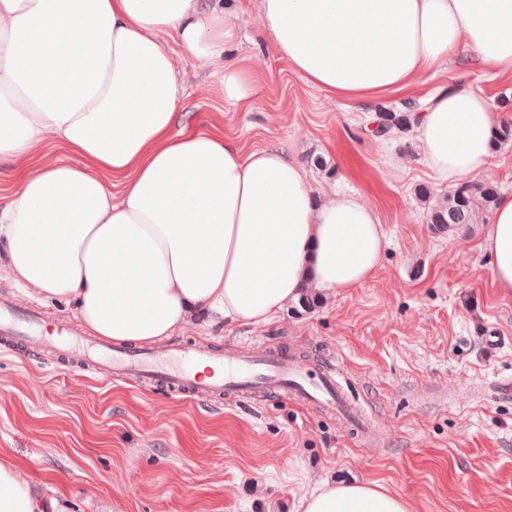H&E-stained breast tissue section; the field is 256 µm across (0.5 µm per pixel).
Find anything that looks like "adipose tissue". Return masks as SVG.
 Segmentation results:
<instances>
[{
    "label": "adipose tissue",
    "mask_w": 512,
    "mask_h": 512,
    "mask_svg": "<svg viewBox=\"0 0 512 512\" xmlns=\"http://www.w3.org/2000/svg\"><path fill=\"white\" fill-rule=\"evenodd\" d=\"M276 53L306 84L367 100L413 88L468 47L512 77V0H256ZM185 55L224 70L234 36L222 0H0V163L20 164L0 194V268L27 295L72 305L82 330L153 346L199 321L270 323L304 289L366 283L381 264L376 210L322 193L278 147L244 151L210 130L181 135ZM503 122L469 88L440 87L415 113L422 159L455 186L493 163ZM52 143L53 162L32 160ZM483 247L512 291V193L500 196ZM0 512H58L57 501L0 459ZM299 512H413L378 482L325 483Z\"/></svg>",
    "instance_id": "ef3b65f1"
}]
</instances>
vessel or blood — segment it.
<instances>
[{
  "mask_svg": "<svg viewBox=\"0 0 512 512\" xmlns=\"http://www.w3.org/2000/svg\"><path fill=\"white\" fill-rule=\"evenodd\" d=\"M0 333L31 346L60 343L66 362L92 366L110 380L138 385L149 383L193 396L273 385L302 401L332 410H340L345 405L335 370L315 374L282 357L250 352L230 355L190 344L163 352L133 351L86 339L72 328L60 329L56 336L50 337L44 332L39 314L17 311L6 305L0 307ZM201 363L207 364L209 370L204 379L195 371L196 365Z\"/></svg>",
  "mask_w": 512,
  "mask_h": 512,
  "instance_id": "1",
  "label": "vessel or blood"
}]
</instances>
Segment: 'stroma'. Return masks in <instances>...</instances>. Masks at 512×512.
Wrapping results in <instances>:
<instances>
[{
    "mask_svg": "<svg viewBox=\"0 0 512 512\" xmlns=\"http://www.w3.org/2000/svg\"><path fill=\"white\" fill-rule=\"evenodd\" d=\"M237 31L233 61L250 82L224 98L214 64L175 49L190 126L245 150L283 148L320 191L344 189L376 210L388 245L362 287L286 306L271 323L217 333L186 326L170 345L308 356L332 365L360 423L293 395L245 391L206 400L161 387L101 381L90 367H45L0 345V458L60 500L65 512H297L322 482L375 481L414 512H512V293L497 288L481 243L493 217L440 233L427 205L447 191L412 132L379 139L369 122L406 111L440 86L463 85L512 116V79L457 51L416 96L369 102L307 85L269 44L254 0H223ZM0 301L73 327L71 307L31 298L0 270Z\"/></svg>",
    "mask_w": 512,
    "mask_h": 512,
    "instance_id": "obj_1",
    "label": "stroma"
}]
</instances>
